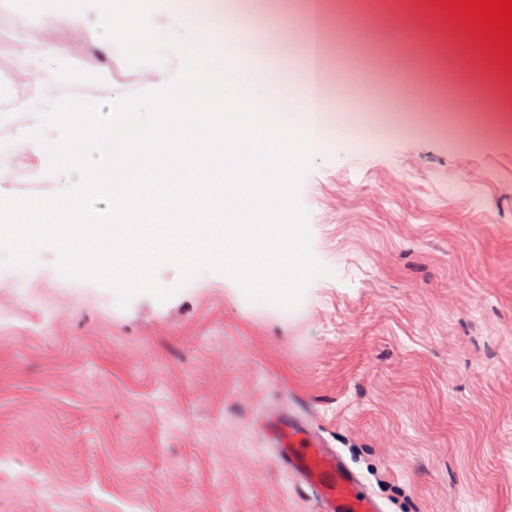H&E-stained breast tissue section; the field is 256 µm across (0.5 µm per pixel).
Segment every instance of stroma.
<instances>
[{
    "label": "stroma",
    "instance_id": "35a3bbf8",
    "mask_svg": "<svg viewBox=\"0 0 512 512\" xmlns=\"http://www.w3.org/2000/svg\"><path fill=\"white\" fill-rule=\"evenodd\" d=\"M267 55L284 52L296 0ZM430 0H333L336 61L377 59L369 109L327 140L297 191L327 274L299 305L250 302L205 272L160 301L62 276L53 249L0 265V512H316L260 428L311 422L385 512H512V131L472 89L486 69ZM368 16L360 29L356 17ZM96 71L89 102L135 95L140 66L67 42ZM49 160L0 149V194L70 186Z\"/></svg>",
    "mask_w": 512,
    "mask_h": 512
}]
</instances>
